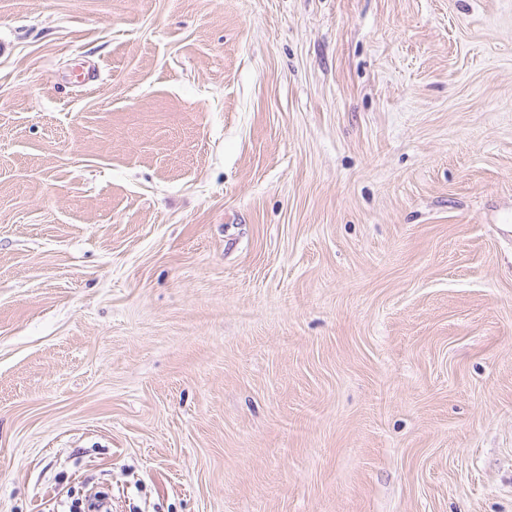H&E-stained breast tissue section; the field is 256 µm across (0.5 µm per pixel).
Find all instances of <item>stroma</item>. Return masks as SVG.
Returning <instances> with one entry per match:
<instances>
[{
  "mask_svg": "<svg viewBox=\"0 0 512 512\" xmlns=\"http://www.w3.org/2000/svg\"><path fill=\"white\" fill-rule=\"evenodd\" d=\"M102 488L512 512V0H0V512Z\"/></svg>",
  "mask_w": 512,
  "mask_h": 512,
  "instance_id": "stroma-1",
  "label": "stroma"
}]
</instances>
